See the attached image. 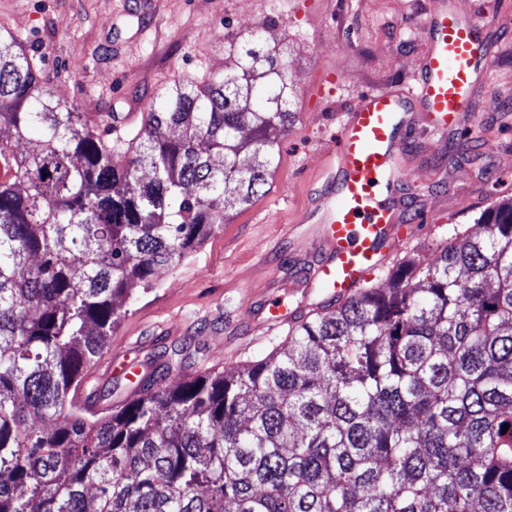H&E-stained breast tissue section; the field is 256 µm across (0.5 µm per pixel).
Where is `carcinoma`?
Segmentation results:
<instances>
[{"instance_id": "carcinoma-1", "label": "carcinoma", "mask_w": 512, "mask_h": 512, "mask_svg": "<svg viewBox=\"0 0 512 512\" xmlns=\"http://www.w3.org/2000/svg\"><path fill=\"white\" fill-rule=\"evenodd\" d=\"M265 32L114 141L0 28V512H512V198L265 357L182 345L179 381L95 409L134 291L265 194L294 117Z\"/></svg>"}]
</instances>
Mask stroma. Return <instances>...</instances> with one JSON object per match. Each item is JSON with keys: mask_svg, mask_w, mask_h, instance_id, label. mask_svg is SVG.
Wrapping results in <instances>:
<instances>
[{"mask_svg": "<svg viewBox=\"0 0 512 512\" xmlns=\"http://www.w3.org/2000/svg\"><path fill=\"white\" fill-rule=\"evenodd\" d=\"M494 9L491 61L476 80L459 132L434 135L413 114L403 164L415 215L393 252L430 256L471 229L495 199L512 196V0H0V24L26 41L56 99L94 120L146 115L163 86L224 70V45L258 26L287 45L296 88L269 191L235 207L177 271L137 293L87 373L89 386H132L165 348L196 347L194 373L264 357L287 336L267 330L261 306L283 297L309 311L322 297L301 279L322 243L318 194L334 137L361 96L413 84L428 44L422 29L446 9Z\"/></svg>", "mask_w": 512, "mask_h": 512, "instance_id": "1", "label": "stroma"}]
</instances>
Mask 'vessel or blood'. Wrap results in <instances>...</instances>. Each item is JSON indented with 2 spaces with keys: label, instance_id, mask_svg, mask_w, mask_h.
Returning a JSON list of instances; mask_svg holds the SVG:
<instances>
[{
  "label": "vessel or blood",
  "instance_id": "vessel-or-blood-1",
  "mask_svg": "<svg viewBox=\"0 0 512 512\" xmlns=\"http://www.w3.org/2000/svg\"><path fill=\"white\" fill-rule=\"evenodd\" d=\"M493 25L491 12L461 17L440 12L423 29L429 44L420 75L399 90L368 92L337 134L335 163L321 193L326 259L305 272L309 282L336 298L360 287L384 264L379 240L402 243L408 205L409 175L402 166L403 133L414 106L431 118L434 133L447 134L458 124L472 94L476 76L489 67L484 32ZM268 328L292 322L295 312L284 301L268 300Z\"/></svg>",
  "mask_w": 512,
  "mask_h": 512
}]
</instances>
